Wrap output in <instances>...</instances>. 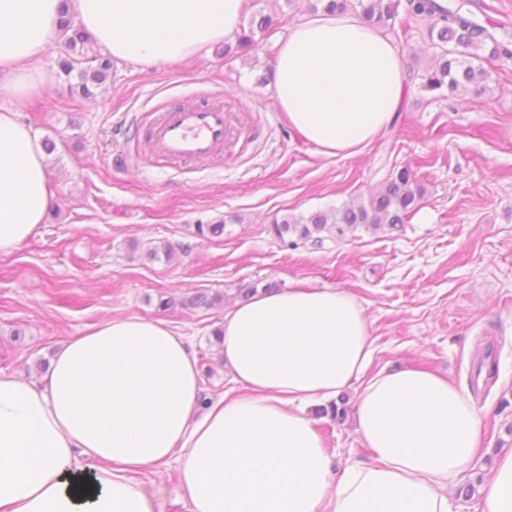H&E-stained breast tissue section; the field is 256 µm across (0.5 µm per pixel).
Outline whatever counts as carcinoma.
<instances>
[{
    "label": "carcinoma",
    "mask_w": 512,
    "mask_h": 512,
    "mask_svg": "<svg viewBox=\"0 0 512 512\" xmlns=\"http://www.w3.org/2000/svg\"><path fill=\"white\" fill-rule=\"evenodd\" d=\"M322 11L344 14L353 12L361 21L386 32L395 29L399 8L407 19L423 21L429 44L437 49L434 64L420 75V88L440 97H451L469 86L475 93L486 92L485 72L474 62L488 57L512 60V32L497 37L476 19L482 9L479 0H319ZM60 56L58 65L69 80L70 89L82 95L91 94V87L106 82L111 61L102 56L95 41L75 26L72 19L61 18L57 30ZM488 56H483L484 51ZM424 189L416 174L403 167L391 172L380 190L367 201L319 211L306 218L282 220L271 226L273 235L285 246L293 248L305 241L320 245L324 234L338 239L358 228L385 229L401 233L413 214L420 209Z\"/></svg>",
    "instance_id": "cac0c4a2"
}]
</instances>
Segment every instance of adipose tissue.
I'll list each match as a JSON object with an SVG mask.
<instances>
[{"label": "adipose tissue", "instance_id": "obj_1", "mask_svg": "<svg viewBox=\"0 0 512 512\" xmlns=\"http://www.w3.org/2000/svg\"><path fill=\"white\" fill-rule=\"evenodd\" d=\"M68 7L113 58L174 64L239 30L243 0H0V255L46 219L45 154L17 106L48 82L41 59ZM273 83L289 125L330 156L359 153L393 121L407 75L388 35L317 13L277 46ZM218 347L243 393L202 401L186 336L130 317L71 337L45 385L0 372V512H163L148 484L176 461L188 512H452L449 490L483 443L469 392L422 369L364 373L362 303L289 288L236 303ZM358 385L356 432L374 461L334 470L310 401ZM480 512H512V450Z\"/></svg>", "mask_w": 512, "mask_h": 512}]
</instances>
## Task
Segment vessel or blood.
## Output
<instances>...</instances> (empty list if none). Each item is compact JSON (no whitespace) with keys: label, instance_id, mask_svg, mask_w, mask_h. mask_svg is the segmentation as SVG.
I'll list each match as a JSON object with an SVG mask.
<instances>
[{"label":"vessel or blood","instance_id":"vessel-or-blood-1","mask_svg":"<svg viewBox=\"0 0 512 512\" xmlns=\"http://www.w3.org/2000/svg\"><path fill=\"white\" fill-rule=\"evenodd\" d=\"M230 137L229 116L218 104L172 109L147 131L154 155L168 163L211 158Z\"/></svg>","mask_w":512,"mask_h":512}]
</instances>
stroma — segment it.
<instances>
[{"instance_id":"stroma-1","label":"stroma","mask_w":512,"mask_h":512,"mask_svg":"<svg viewBox=\"0 0 512 512\" xmlns=\"http://www.w3.org/2000/svg\"><path fill=\"white\" fill-rule=\"evenodd\" d=\"M316 0H244L243 20L268 17L254 47L223 44L176 64L116 61L91 97L69 92L58 44L43 57V96L19 105L21 121L56 148L47 158V219L0 255V371L43 382L62 342L112 318L159 319L190 340L209 398L230 381L213 341L239 285L331 287L355 295L373 340L370 373L422 369L467 387L483 446L461 485L481 487L512 448V62L483 61L487 91L437 99L410 80L393 123L362 153L327 156L290 127L270 73L275 47ZM424 25L392 40L421 70L432 54ZM223 105L239 138L221 158L169 165L154 158L144 126L181 105ZM411 167L425 195L403 234L357 230L339 241L289 249L270 226L366 201L395 169ZM224 221L222 237L197 224ZM167 244L173 260L153 259ZM220 295L212 306L192 302ZM172 299L161 309L160 299ZM498 375L472 384L485 349ZM346 415L315 420L335 466L367 463L355 430L356 387Z\"/></svg>"}]
</instances>
